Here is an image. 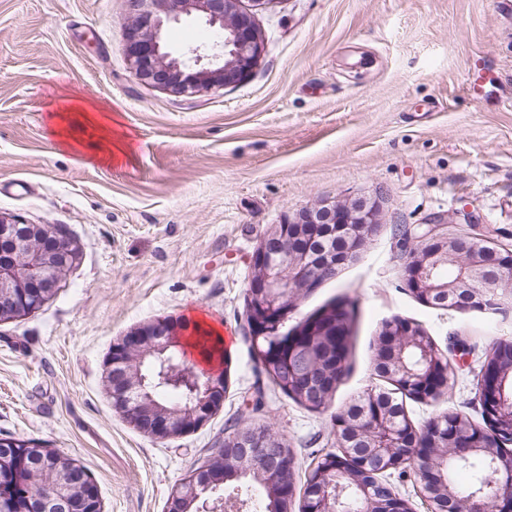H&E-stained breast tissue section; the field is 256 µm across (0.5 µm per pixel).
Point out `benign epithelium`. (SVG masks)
<instances>
[{
	"mask_svg": "<svg viewBox=\"0 0 512 512\" xmlns=\"http://www.w3.org/2000/svg\"><path fill=\"white\" fill-rule=\"evenodd\" d=\"M131 23L126 29L124 52L135 76L145 84L182 96L213 88L236 86L253 72L265 51V38L254 14L241 0H125ZM184 18L205 24L215 39L196 45L178 56L165 40L166 27ZM380 223L376 201L358 197L319 203L285 217L263 238L252 255V275L247 289V319L251 334L274 342L273 353L290 360L303 349L304 337L316 324L288 327L297 297L336 269L357 257ZM462 255V271L453 286L434 279L435 269L448 258ZM75 250L64 235L48 224H26L0 214V322L37 309L53 292L61 275L75 260ZM403 277L414 292L431 302L432 295L466 303L467 310L485 312L484 297L499 288L512 290V251L502 250L484 237L449 238L428 231L421 245L405 262ZM185 325L158 320L117 339L106 361V378L113 407L139 431L167 440L203 426L224 403V372H212L190 364L185 355ZM388 345L385 371L414 392L418 400L433 402L447 394L445 378L452 363L436 344L420 339L412 324L397 318L384 322ZM153 359L151 376L141 367ZM512 378L500 371L483 372L479 394L484 425L443 422L429 428L430 436L418 442L417 431L398 424L377 405L370 392L373 415L366 429L358 421L343 418L336 432L340 447L364 438L365 459L354 472L329 480L319 471L305 486L300 512H344L343 495L351 487L359 502L358 512H412L409 504L388 506L377 471L367 460L380 463L381 471L399 469L400 458L414 462V473L430 512H512V465L492 459L498 479L467 494L448 481L447 457L432 447H449L456 457L492 454L493 448L512 444ZM188 386L190 396L180 405L166 406L149 392L151 387ZM11 438H0V512H14L25 496L27 512H102L96 486L87 474L56 463L44 482L43 494L25 495L4 483V476L20 468L43 464L39 455L17 447ZM224 474L196 471L175 489L167 512H244L247 504L230 498L206 499L222 484L250 478L268 492L271 512H291L296 498L291 456L267 435L249 427L224 439Z\"/></svg>",
	"mask_w": 512,
	"mask_h": 512,
	"instance_id": "7a95c632",
	"label": "benign epithelium"
}]
</instances>
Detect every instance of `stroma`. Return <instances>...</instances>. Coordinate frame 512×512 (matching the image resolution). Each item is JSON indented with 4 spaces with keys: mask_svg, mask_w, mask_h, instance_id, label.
Returning <instances> with one entry per match:
<instances>
[{
    "mask_svg": "<svg viewBox=\"0 0 512 512\" xmlns=\"http://www.w3.org/2000/svg\"><path fill=\"white\" fill-rule=\"evenodd\" d=\"M266 39L241 85L192 97L138 80L124 0H0V214L59 226L76 252L54 293L0 323V438L83 465L103 512H167L178 484L243 427L270 426L295 487L336 450L331 418L378 386L374 343L394 317L440 348L465 340L455 384L406 401L415 424L480 422L479 357L512 312L437 309L402 283L434 220L512 250V10L496 0H243ZM490 79L475 86L471 74ZM112 116L128 158L96 156L79 109ZM367 197L380 224L352 263L303 293L294 320L354 301L350 371L311 411L260 373L246 315L250 259L271 228L324 201ZM206 318L225 338L224 403L195 431L151 438L118 413L113 342L159 320Z\"/></svg>",
    "mask_w": 512,
    "mask_h": 512,
    "instance_id": "stroma-1",
    "label": "stroma"
}]
</instances>
